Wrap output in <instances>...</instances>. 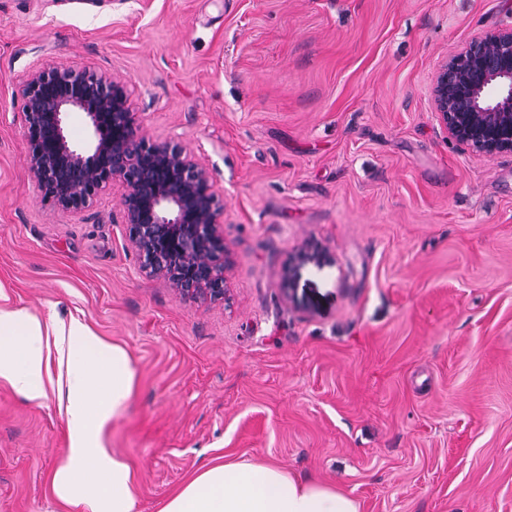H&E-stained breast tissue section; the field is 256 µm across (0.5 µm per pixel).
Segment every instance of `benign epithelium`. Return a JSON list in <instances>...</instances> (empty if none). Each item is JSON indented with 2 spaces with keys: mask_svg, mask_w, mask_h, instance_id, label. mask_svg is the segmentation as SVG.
I'll return each mask as SVG.
<instances>
[{
  "mask_svg": "<svg viewBox=\"0 0 512 512\" xmlns=\"http://www.w3.org/2000/svg\"><path fill=\"white\" fill-rule=\"evenodd\" d=\"M29 142L28 170L44 199L71 213L118 182L122 220L148 276L162 275L181 297L228 298L230 252L219 231L224 204L210 176L184 148L141 134L125 86L108 74L47 65L16 85ZM433 115L473 156L512 154V26L474 37L437 70ZM85 113L89 142L73 145L64 116ZM329 252L305 246L284 270L322 266Z\"/></svg>",
  "mask_w": 512,
  "mask_h": 512,
  "instance_id": "obj_1",
  "label": "benign epithelium"
}]
</instances>
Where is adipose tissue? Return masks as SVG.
Returning a JSON list of instances; mask_svg holds the SVG:
<instances>
[{"label": "adipose tissue", "mask_w": 512, "mask_h": 512, "mask_svg": "<svg viewBox=\"0 0 512 512\" xmlns=\"http://www.w3.org/2000/svg\"><path fill=\"white\" fill-rule=\"evenodd\" d=\"M136 375L126 350L83 319L37 316L0 287V382L30 402L54 396L64 405L70 448L52 479L60 502L81 512H137L131 468L105 442ZM160 512H359V505L318 478L244 461L206 468Z\"/></svg>", "instance_id": "1"}]
</instances>
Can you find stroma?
<instances>
[{
	"instance_id": "stroma-1",
	"label": "stroma",
	"mask_w": 512,
	"mask_h": 512,
	"mask_svg": "<svg viewBox=\"0 0 512 512\" xmlns=\"http://www.w3.org/2000/svg\"><path fill=\"white\" fill-rule=\"evenodd\" d=\"M512 0H0V285L121 345L108 430L139 512L214 462L316 476L360 512H512V155L432 114L441 63ZM48 63L126 84L144 134L224 200L230 302L141 274L113 187L63 213L13 87ZM335 262L283 271L305 245ZM57 399L0 383V512H75Z\"/></svg>"
}]
</instances>
